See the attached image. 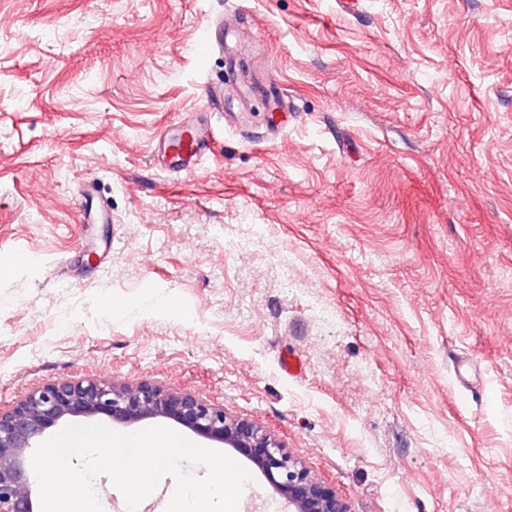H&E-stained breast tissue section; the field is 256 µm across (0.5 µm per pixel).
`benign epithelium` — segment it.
<instances>
[{"instance_id":"obj_1","label":"benign epithelium","mask_w":512,"mask_h":512,"mask_svg":"<svg viewBox=\"0 0 512 512\" xmlns=\"http://www.w3.org/2000/svg\"><path fill=\"white\" fill-rule=\"evenodd\" d=\"M104 418L126 428L148 420L172 421L197 437L249 458L290 512H350L270 433L254 421L224 412L198 396L143 383L59 381L0 411V512H34L28 452L45 434L73 418Z\"/></svg>"}]
</instances>
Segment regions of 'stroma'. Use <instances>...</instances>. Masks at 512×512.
Segmentation results:
<instances>
[{
	"instance_id": "35a3bbf8",
	"label": "stroma",
	"mask_w": 512,
	"mask_h": 512,
	"mask_svg": "<svg viewBox=\"0 0 512 512\" xmlns=\"http://www.w3.org/2000/svg\"><path fill=\"white\" fill-rule=\"evenodd\" d=\"M66 379L223 405L350 512H512V0H0V410ZM209 48L224 50L226 55H235L233 43L236 40V30L228 22L224 23L223 17H212L206 20L204 25ZM174 134H167L159 140L161 157L164 161L174 160L178 170H195L201 156L210 150L215 129L211 122H193L173 128ZM172 141H179L178 151L171 152Z\"/></svg>"
}]
</instances>
